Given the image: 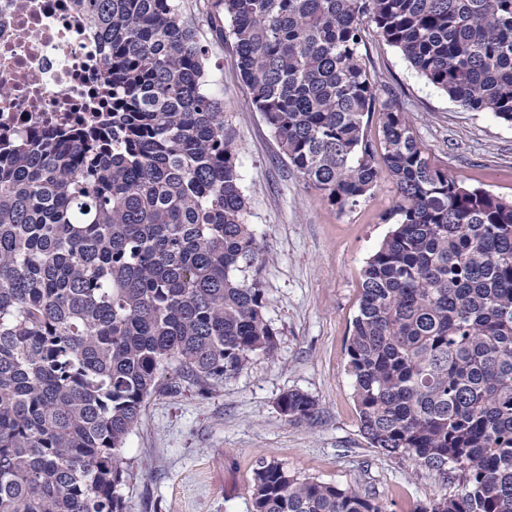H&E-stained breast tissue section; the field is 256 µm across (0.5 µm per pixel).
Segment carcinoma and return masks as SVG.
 <instances>
[{
	"label": "carcinoma",
	"mask_w": 512,
	"mask_h": 512,
	"mask_svg": "<svg viewBox=\"0 0 512 512\" xmlns=\"http://www.w3.org/2000/svg\"><path fill=\"white\" fill-rule=\"evenodd\" d=\"M177 2L77 0L103 40L111 132L0 143V512H124V448L162 371L208 393L276 353L209 48ZM213 6L251 106L330 205L371 194L380 160L396 186L347 347L364 438L456 483L414 512H512V201L432 165L361 51L370 29L461 108L512 125V0ZM278 407L316 411L298 391ZM252 500L386 512L266 460Z\"/></svg>",
	"instance_id": "1"
}]
</instances>
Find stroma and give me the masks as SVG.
Masks as SVG:
<instances>
[{"label": "stroma", "instance_id": "obj_1", "mask_svg": "<svg viewBox=\"0 0 512 512\" xmlns=\"http://www.w3.org/2000/svg\"><path fill=\"white\" fill-rule=\"evenodd\" d=\"M210 10L206 0H181L184 18L211 49L206 89L224 104L247 219L269 255L261 278L278 349L272 358L253 356L205 396L177 367L164 373L127 439L124 512H252L262 460L373 498L386 512H414L454 486L412 459L370 447L347 373L361 270L392 228L383 215L396 187L381 174L370 196L342 212L310 187L249 105L233 41H218ZM366 44L372 77L396 92L430 162L467 186L512 200V125L461 109L374 33ZM292 390L315 401L312 419L293 422L280 413V396Z\"/></svg>", "mask_w": 512, "mask_h": 512}]
</instances>
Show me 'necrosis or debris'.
I'll return each mask as SVG.
<instances>
[{
	"label": "necrosis or debris",
	"instance_id": "obj_1",
	"mask_svg": "<svg viewBox=\"0 0 512 512\" xmlns=\"http://www.w3.org/2000/svg\"><path fill=\"white\" fill-rule=\"evenodd\" d=\"M105 92L103 43L75 0H0V134L74 126Z\"/></svg>",
	"mask_w": 512,
	"mask_h": 512
}]
</instances>
